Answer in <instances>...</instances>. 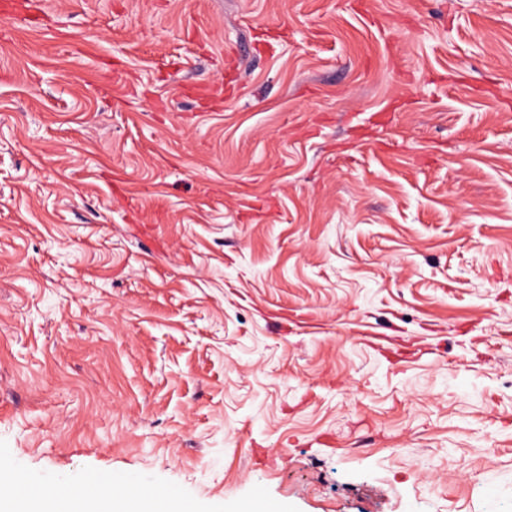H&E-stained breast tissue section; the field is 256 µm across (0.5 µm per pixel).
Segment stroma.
Wrapping results in <instances>:
<instances>
[{"label": "stroma", "mask_w": 512, "mask_h": 512, "mask_svg": "<svg viewBox=\"0 0 512 512\" xmlns=\"http://www.w3.org/2000/svg\"><path fill=\"white\" fill-rule=\"evenodd\" d=\"M24 2L0 474L512 512V0Z\"/></svg>", "instance_id": "stroma-1"}]
</instances>
